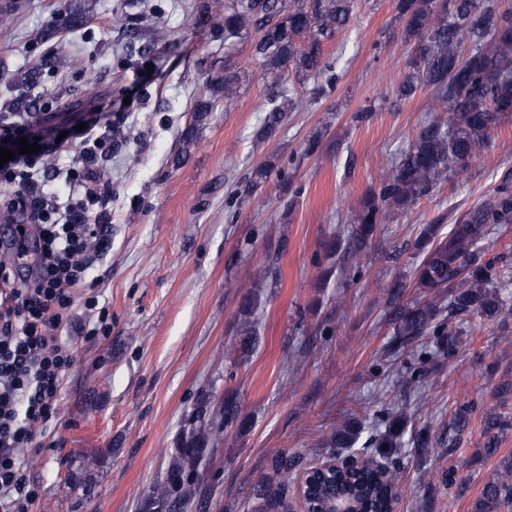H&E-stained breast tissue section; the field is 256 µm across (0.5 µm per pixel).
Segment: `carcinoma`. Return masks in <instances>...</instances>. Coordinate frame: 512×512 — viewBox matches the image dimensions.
<instances>
[{
	"label": "carcinoma",
	"instance_id": "carcinoma-1",
	"mask_svg": "<svg viewBox=\"0 0 512 512\" xmlns=\"http://www.w3.org/2000/svg\"><path fill=\"white\" fill-rule=\"evenodd\" d=\"M396 17L402 21L403 41L413 56L409 70L395 84L401 100H411L424 89L435 95L441 115L419 124L414 138L391 162L378 191L363 200L354 228L343 250L332 245L323 274L330 278L336 269L362 276V257L368 256L378 226L390 214H406L448 178H467L471 163L485 152L503 120L512 116V6L502 8L496 0H393ZM355 0H224V41L253 38V57L262 70L272 94L267 100L257 137L267 139L298 107L299 95L288 86L290 75L300 81L325 79L320 91L332 90L337 82L333 64L326 61L324 46L351 20ZM282 173L272 161L254 167L246 177L247 190L265 183L273 173ZM512 224V185L496 187L467 216L453 225L448 235L438 236L437 225H422L415 241L424 253L413 271V287L420 295L448 289L445 316L431 302L416 300L400 309L393 330L397 348L413 345L422 336L435 338L436 353L450 358L458 350L463 331L477 329L481 321L497 317L506 305L505 287L512 283V265L499 258L484 259L478 243L493 227ZM263 283L252 285L246 295L245 319L239 340L229 345L246 353L255 342L251 315L259 303ZM238 418L234 393L224 395V425L193 428L181 438L163 482L143 504V512H179L181 506L200 492L199 468L210 441L222 439L224 426ZM404 431V418L396 417L381 435L377 448H397ZM360 431L345 424L327 439V453L352 448ZM413 447L427 453L439 441L427 429L417 432ZM275 474L290 476L295 458L283 452L271 457ZM401 479L393 469L379 478L371 471L357 477L360 491L372 500L394 507L401 495ZM346 481L327 484L319 500L328 504L345 493ZM280 486L260 487L252 512H278L285 506ZM472 512H512V454L501 456L483 486Z\"/></svg>",
	"mask_w": 512,
	"mask_h": 512
}]
</instances>
